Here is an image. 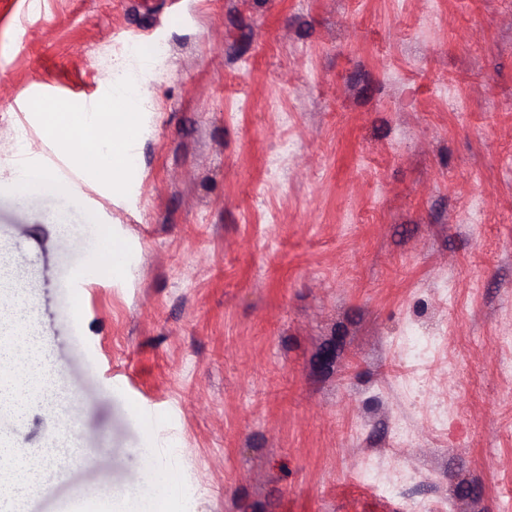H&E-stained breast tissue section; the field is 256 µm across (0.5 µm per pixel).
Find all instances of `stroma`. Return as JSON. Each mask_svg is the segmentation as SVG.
Returning a JSON list of instances; mask_svg holds the SVG:
<instances>
[{
    "instance_id": "stroma-1",
    "label": "stroma",
    "mask_w": 512,
    "mask_h": 512,
    "mask_svg": "<svg viewBox=\"0 0 512 512\" xmlns=\"http://www.w3.org/2000/svg\"><path fill=\"white\" fill-rule=\"evenodd\" d=\"M118 68L121 190L42 120ZM0 258L64 394L0 436L76 457L22 512H504L512 0H0Z\"/></svg>"
}]
</instances>
